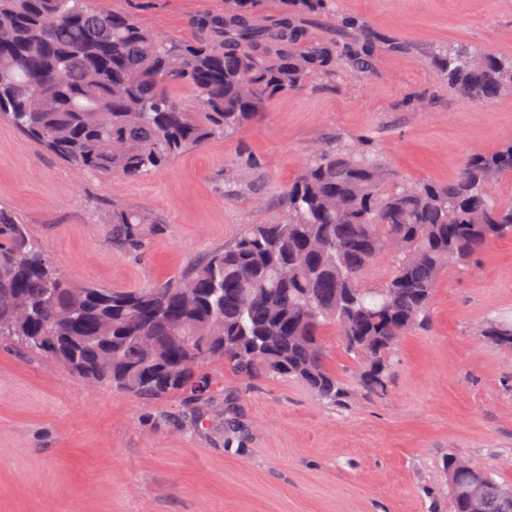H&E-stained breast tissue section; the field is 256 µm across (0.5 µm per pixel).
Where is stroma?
I'll return each instance as SVG.
<instances>
[{
  "instance_id": "stroma-1",
  "label": "stroma",
  "mask_w": 512,
  "mask_h": 512,
  "mask_svg": "<svg viewBox=\"0 0 512 512\" xmlns=\"http://www.w3.org/2000/svg\"><path fill=\"white\" fill-rule=\"evenodd\" d=\"M154 30L194 37L224 0H90ZM386 42L363 71L340 67L271 103L240 133L189 150L146 179L71 168L0 121V206L75 283L144 288L273 224L274 196L316 150L371 138L392 181L450 182L472 150L512 137V89L477 103L448 88L436 50L463 43L512 57V0H332ZM260 165L247 170L242 154ZM270 197L254 200V189ZM147 212L143 254L112 242L113 205ZM512 320V238L440 277L430 326L404 336L387 393L335 408L285 377L209 372L238 397L240 431L213 408L198 428L179 401L93 387L0 341V512H450L456 455L512 487V353L475 336Z\"/></svg>"
}]
</instances>
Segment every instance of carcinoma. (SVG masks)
<instances>
[{
    "label": "carcinoma",
    "mask_w": 512,
    "mask_h": 512,
    "mask_svg": "<svg viewBox=\"0 0 512 512\" xmlns=\"http://www.w3.org/2000/svg\"><path fill=\"white\" fill-rule=\"evenodd\" d=\"M224 0L196 15L185 40L144 27L134 15L87 0H0V120L76 170L140 179L189 149L246 127L274 99L316 75L370 66L384 38L341 20L327 39L308 37L302 14L325 0ZM435 65L448 86L484 103L512 84V58L448 46ZM190 89L191 109L178 90ZM512 179V141L465 155L454 179L389 184L364 141L321 148L278 200V224H252L231 246L191 262L149 288L69 281L29 225L0 207V340L29 358L48 356L73 377L144 400L178 396L196 427L224 385L202 365L220 362L242 380L286 376L342 406L343 380L327 365L333 329L364 395L388 387L400 339L429 324L439 277L465 267L493 242L512 238V202L482 188ZM112 242L145 248L143 211L112 205ZM391 270L368 285L386 255ZM477 335L512 352V324ZM451 512H475L466 494L483 479L482 512H512V488L450 456Z\"/></svg>",
    "instance_id": "carcinoma-1"
}]
</instances>
